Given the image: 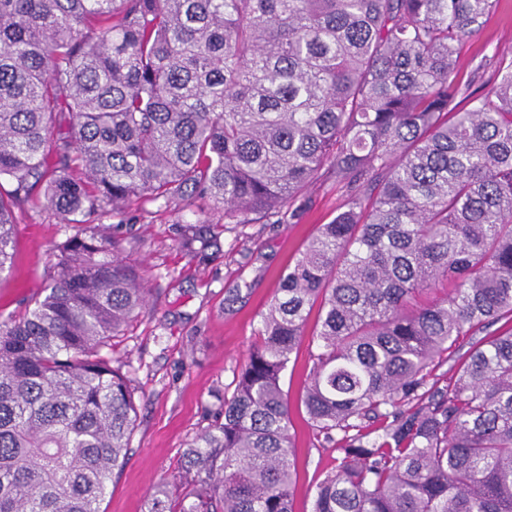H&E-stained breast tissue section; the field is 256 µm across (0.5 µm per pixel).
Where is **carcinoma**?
Wrapping results in <instances>:
<instances>
[{
	"mask_svg": "<svg viewBox=\"0 0 512 512\" xmlns=\"http://www.w3.org/2000/svg\"><path fill=\"white\" fill-rule=\"evenodd\" d=\"M498 2L0 0V274L15 211L79 225L0 320V512H100L125 464L134 392L102 351L149 289L103 219L203 195L292 220L329 174L344 203L148 512H293L307 336L297 403L338 454L313 512H512V58L488 88L457 68Z\"/></svg>",
	"mask_w": 512,
	"mask_h": 512,
	"instance_id": "carcinoma-1",
	"label": "carcinoma"
}]
</instances>
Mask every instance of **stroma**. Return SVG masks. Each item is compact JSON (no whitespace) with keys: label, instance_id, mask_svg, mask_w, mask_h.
Wrapping results in <instances>:
<instances>
[{"label":"stroma","instance_id":"obj_1","mask_svg":"<svg viewBox=\"0 0 512 512\" xmlns=\"http://www.w3.org/2000/svg\"><path fill=\"white\" fill-rule=\"evenodd\" d=\"M496 55L512 56V0H500L478 33L460 49L464 75ZM344 200L335 180L310 187L294 203V220L228 224L211 199L194 209L134 201L116 228L126 254L150 290L145 312L112 340L106 357L129 371L137 426L123 468L113 474L102 512H146L156 484L172 481L187 443L209 423L215 391L232 384L254 341L258 313L277 276L303 244L330 223ZM198 223L205 247L188 251L182 227ZM54 212L18 214L10 271L0 274V314L40 293L49 249L74 234ZM299 478L294 512H312L315 484L334 467L335 453L320 447L303 411H293Z\"/></svg>","mask_w":512,"mask_h":512}]
</instances>
